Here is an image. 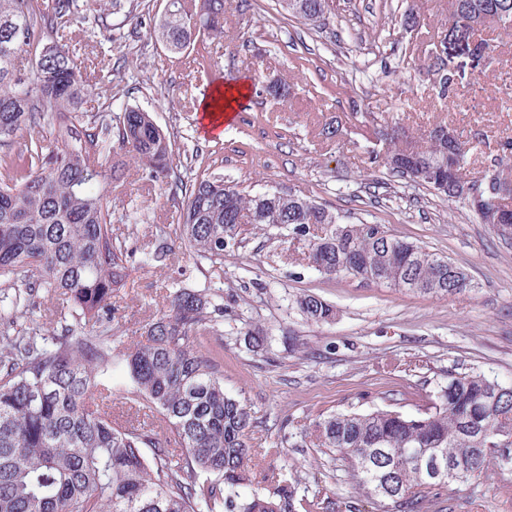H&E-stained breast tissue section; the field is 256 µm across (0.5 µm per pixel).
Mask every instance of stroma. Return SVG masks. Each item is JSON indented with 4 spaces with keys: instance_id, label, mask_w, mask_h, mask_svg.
Returning a JSON list of instances; mask_svg holds the SVG:
<instances>
[{
    "instance_id": "1",
    "label": "stroma",
    "mask_w": 512,
    "mask_h": 512,
    "mask_svg": "<svg viewBox=\"0 0 512 512\" xmlns=\"http://www.w3.org/2000/svg\"><path fill=\"white\" fill-rule=\"evenodd\" d=\"M166 0H97L112 24L111 42L81 48L87 67L111 53L122 64L112 83L116 102L150 112L179 159L175 179L204 169L240 187L276 188L307 196L350 221L384 225L391 236L447 257L473 281L449 295L406 292L352 276L328 277L304 261L308 243L273 228L248 229L223 261L185 266L176 239L165 265H133L116 301L123 348L143 340L142 327L176 287L206 291L226 308L220 331L204 345L220 359L225 392L251 411L249 467L259 476L287 466L299 493L319 491L354 501L359 512L378 502L334 455L319 448L314 424L335 412H367L396 404L407 416L432 405L451 372H475L512 386V239L479 223L465 201H448L373 163L388 122L412 134L444 123L477 140L467 164L476 176L512 138V31L489 24L491 61L465 65L454 95H434L431 51L448 30L447 0H329L320 25L292 17L277 0H224V36L200 37L173 55L149 36ZM414 6L417 22L401 25ZM242 82L248 106L220 138L198 131L200 102L215 86ZM343 126L342 138L327 130ZM182 195L171 185H145L129 170L112 190L121 225L137 252L161 244L176 225ZM311 294L335 318L316 324L296 308ZM268 348L254 352L247 331ZM297 337L289 348V337ZM285 443L283 455L273 454ZM430 512H512V468L489 459L485 477L429 490Z\"/></svg>"
}]
</instances>
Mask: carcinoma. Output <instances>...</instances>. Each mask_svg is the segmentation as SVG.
Returning a JSON list of instances; mask_svg holds the SVG:
<instances>
[{
    "label": "carcinoma",
    "instance_id": "cac0c4a2",
    "mask_svg": "<svg viewBox=\"0 0 512 512\" xmlns=\"http://www.w3.org/2000/svg\"><path fill=\"white\" fill-rule=\"evenodd\" d=\"M279 5L314 25L326 0ZM507 16L512 0H448L451 48L470 49V21L489 3ZM79 0H0V146L24 130L37 135L27 154L0 155V512H357L328 493H298L288 466L251 491L247 431L250 409L224 392L219 364L194 343L206 328L224 325V304L199 290L167 297L145 326L146 342L123 354V398L148 420L105 409L118 337L112 335L113 298L125 285L135 251L114 229L112 185L128 167L164 183L176 156L151 114L125 105L112 111V59L90 75L70 44L83 41L74 26ZM203 32L224 37V0H167L151 37L172 54L186 52ZM35 50L31 70L17 64ZM452 58L436 56L438 94L457 84ZM104 109L83 108L90 96ZM386 156L413 163L390 172L457 199L469 182L470 141L436 130L415 136L383 131ZM454 156L456 179L439 181ZM184 200L172 234L196 262L224 258L250 224L288 227L292 238L320 234L307 260L329 275L379 281L399 290L448 295L467 288L453 262L397 239L380 224H348L323 204L277 189L239 190L216 172L180 183ZM512 184L497 185L494 200L476 213L481 224L512 218ZM170 248L144 254L161 266ZM310 321L327 323L332 306L306 295L297 301ZM61 309L58 318L36 322ZM496 398L495 408L485 402ZM318 445L349 469L385 512H428L424 490L436 486L426 467L447 469V484L484 474L488 458L512 466V387L481 374H448L433 410L408 417L395 410L338 412L315 424ZM153 449L147 458L144 449Z\"/></svg>",
    "mask_w": 512,
    "mask_h": 512
}]
</instances>
